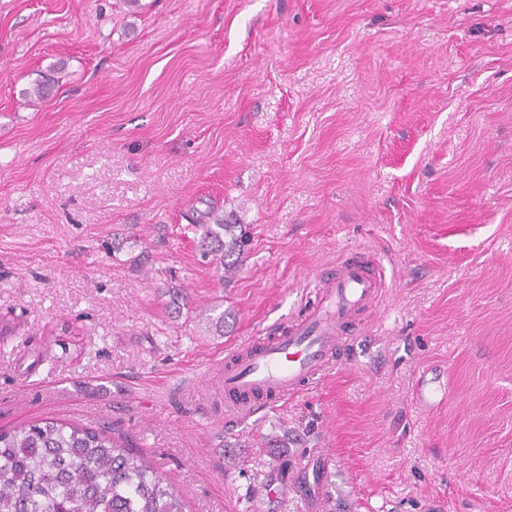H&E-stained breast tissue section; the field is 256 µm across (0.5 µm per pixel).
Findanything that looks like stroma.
<instances>
[{
	"label": "stroma",
	"instance_id": "35a3bbf8",
	"mask_svg": "<svg viewBox=\"0 0 512 512\" xmlns=\"http://www.w3.org/2000/svg\"><path fill=\"white\" fill-rule=\"evenodd\" d=\"M213 212L249 231L228 283ZM352 249L377 331L226 416V350ZM0 316V429L111 427L190 512H306L254 493L322 448V512H512V0H0Z\"/></svg>",
	"mask_w": 512,
	"mask_h": 512
}]
</instances>
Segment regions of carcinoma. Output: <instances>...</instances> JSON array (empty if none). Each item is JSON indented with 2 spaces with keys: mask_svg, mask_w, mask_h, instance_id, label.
<instances>
[{
  "mask_svg": "<svg viewBox=\"0 0 512 512\" xmlns=\"http://www.w3.org/2000/svg\"><path fill=\"white\" fill-rule=\"evenodd\" d=\"M203 256L224 275L247 243L242 225H202ZM0 512H187L148 456L107 428L52 419L0 431Z\"/></svg>",
  "mask_w": 512,
  "mask_h": 512,
  "instance_id": "obj_1",
  "label": "carcinoma"
}]
</instances>
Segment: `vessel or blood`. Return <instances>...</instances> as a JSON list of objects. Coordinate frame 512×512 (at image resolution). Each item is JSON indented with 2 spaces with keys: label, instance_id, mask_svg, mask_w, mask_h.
<instances>
[{
  "label": "vessel or blood",
  "instance_id": "b4317fda",
  "mask_svg": "<svg viewBox=\"0 0 512 512\" xmlns=\"http://www.w3.org/2000/svg\"><path fill=\"white\" fill-rule=\"evenodd\" d=\"M385 286L380 261L362 249L343 255L335 270L320 272L298 314L248 338L225 360L224 392L235 399L227 414L250 417L329 376L352 342L366 333L362 315L379 305ZM307 475L318 483L327 478L326 471L311 470L308 458L300 457L290 464L287 482L264 493L286 500Z\"/></svg>",
  "mask_w": 512,
  "mask_h": 512
}]
</instances>
